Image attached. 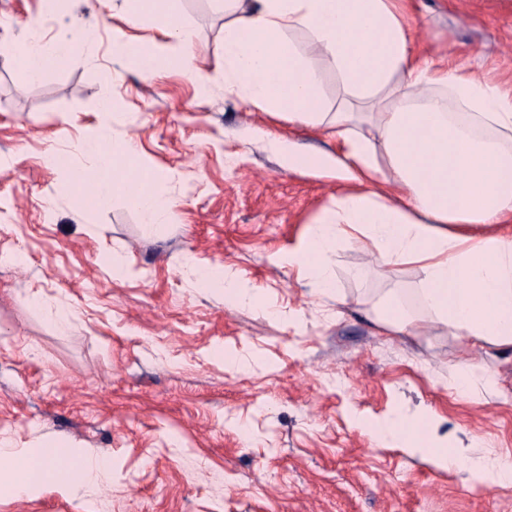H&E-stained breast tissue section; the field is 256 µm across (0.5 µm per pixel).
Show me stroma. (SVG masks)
<instances>
[{
    "instance_id": "35a3bbf8",
    "label": "stroma",
    "mask_w": 512,
    "mask_h": 512,
    "mask_svg": "<svg viewBox=\"0 0 512 512\" xmlns=\"http://www.w3.org/2000/svg\"><path fill=\"white\" fill-rule=\"evenodd\" d=\"M213 78L210 96L174 71L143 80L112 54L121 35L159 38L132 23L123 0H0V435L26 457L59 442L72 462L109 464L92 490L38 483L0 512H512V485L488 486L427 453L379 440L370 424L392 411L433 419L432 439L477 459L512 456V353L488 355L504 395L448 391L465 351L424 328L387 336L372 318L395 289L424 305L419 271H379L347 242L331 254L332 291L285 261L335 178L287 166L266 132L296 153L326 156L329 129L286 119L224 89L221 0H174ZM417 50L477 56L512 87V0H415ZM75 41L77 64L25 80L16 43L27 24ZM112 100L111 112L101 110ZM135 138L155 193L175 216L154 233L122 197L92 206L70 191L72 170L95 167L100 128ZM58 149L70 168L47 166ZM231 267L253 288L246 306L185 285L184 265ZM70 309L58 328V308ZM254 360L248 370L226 359Z\"/></svg>"
}]
</instances>
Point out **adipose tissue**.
<instances>
[{
    "mask_svg": "<svg viewBox=\"0 0 512 512\" xmlns=\"http://www.w3.org/2000/svg\"><path fill=\"white\" fill-rule=\"evenodd\" d=\"M130 20L152 12L162 42L122 37L114 52L151 80L174 68L199 91L211 77L197 64L192 34L170 0H125ZM412 0H224V86L287 116L291 125L327 126L336 151L325 166L345 186L323 209L289 266L332 287L330 255L344 238L379 267L407 265L425 278L424 313L397 294L383 298L375 321L389 336H416L423 323L480 349H512V90L488 81L479 64L425 58L413 48ZM32 79L71 61V42L30 27L15 47ZM336 66L334 111L321 104L314 58ZM97 165L77 170L99 201L123 197L147 227L170 223L151 179L115 176L137 152L134 140L100 137ZM105 461L62 466L59 450L31 460L0 438V470L16 495L44 480L75 489L105 476Z\"/></svg>",
    "mask_w": 512,
    "mask_h": 512,
    "instance_id": "adipose-tissue-1",
    "label": "adipose tissue"
}]
</instances>
